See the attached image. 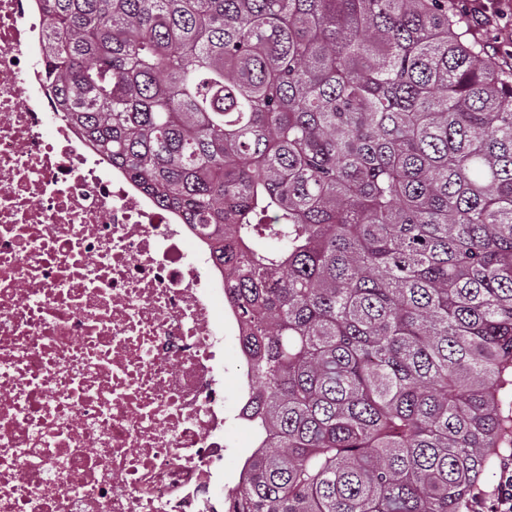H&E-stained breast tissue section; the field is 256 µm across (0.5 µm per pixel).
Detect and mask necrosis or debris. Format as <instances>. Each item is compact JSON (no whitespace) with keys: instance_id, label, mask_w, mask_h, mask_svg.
Returning <instances> with one entry per match:
<instances>
[{"instance_id":"necrosis-or-debris-1","label":"necrosis or debris","mask_w":512,"mask_h":512,"mask_svg":"<svg viewBox=\"0 0 512 512\" xmlns=\"http://www.w3.org/2000/svg\"><path fill=\"white\" fill-rule=\"evenodd\" d=\"M0 0V512H222L224 272L89 153Z\"/></svg>"}]
</instances>
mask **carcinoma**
I'll list each match as a JSON object with an SVG mask.
<instances>
[{
  "mask_svg": "<svg viewBox=\"0 0 512 512\" xmlns=\"http://www.w3.org/2000/svg\"><path fill=\"white\" fill-rule=\"evenodd\" d=\"M86 145L207 239L224 512H466L512 448V70L448 0H38Z\"/></svg>",
  "mask_w": 512,
  "mask_h": 512,
  "instance_id": "obj_1",
  "label": "carcinoma"
}]
</instances>
